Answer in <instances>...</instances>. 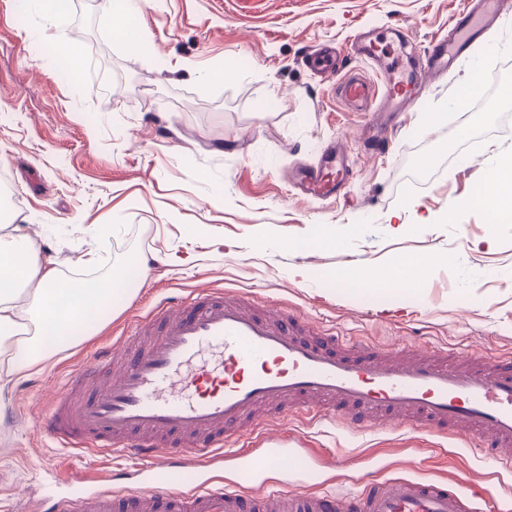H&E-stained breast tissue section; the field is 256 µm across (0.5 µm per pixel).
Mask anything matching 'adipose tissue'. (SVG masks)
<instances>
[{
    "instance_id": "1",
    "label": "adipose tissue",
    "mask_w": 512,
    "mask_h": 512,
    "mask_svg": "<svg viewBox=\"0 0 512 512\" xmlns=\"http://www.w3.org/2000/svg\"><path fill=\"white\" fill-rule=\"evenodd\" d=\"M14 213L0 225V386L46 354L92 332L126 291L128 276L145 277L138 260L104 278L63 277L54 257H39Z\"/></svg>"
}]
</instances>
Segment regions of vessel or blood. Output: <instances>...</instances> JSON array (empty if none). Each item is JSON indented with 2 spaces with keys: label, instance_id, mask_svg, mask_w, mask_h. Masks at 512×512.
<instances>
[{
  "label": "vessel or blood",
  "instance_id": "1",
  "mask_svg": "<svg viewBox=\"0 0 512 512\" xmlns=\"http://www.w3.org/2000/svg\"><path fill=\"white\" fill-rule=\"evenodd\" d=\"M512 0H470L448 34L414 59L390 57L360 34L353 48L376 66V80L340 71L333 52L311 65L336 78L347 111L395 112L428 78L468 58L491 20ZM353 174L341 149L324 150L294 179L314 195L340 192ZM242 292L199 289L134 320L119 351H98L55 397L41 425L63 448L92 455L163 456L164 471L237 463L279 469L276 489H246L218 476L169 490L101 486L54 503V512H512L491 490L429 478L369 481L335 494L299 488L283 472L291 442L278 424L340 420L430 432L479 448L512 466V356H460L456 349L392 351L312 325L284 308H248ZM246 442L249 451L236 450Z\"/></svg>",
  "mask_w": 512,
  "mask_h": 512
}]
</instances>
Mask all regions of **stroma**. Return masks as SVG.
Segmentation results:
<instances>
[{
  "mask_svg": "<svg viewBox=\"0 0 512 512\" xmlns=\"http://www.w3.org/2000/svg\"><path fill=\"white\" fill-rule=\"evenodd\" d=\"M466 0H145L133 48L114 36L109 0H71L65 16L0 0V174L40 256L70 278H101L147 258V278L95 334L54 350L0 392V512H53V503L113 475L138 485L134 461L59 448L40 422L98 348L165 299L236 289L343 336L398 350L512 354V221L475 196L512 156V17L461 65L433 79L400 122L388 154H366L368 118L345 111L308 67L310 47L350 45L361 28L417 46L448 32ZM81 48L76 73L58 42ZM112 65L102 68L101 56ZM495 70L498 88L480 75ZM215 70L224 80L210 79ZM467 90L475 109H459ZM332 141L354 159L347 199H298L289 172ZM435 177L413 184L417 162ZM104 225V265L67 262ZM223 247H215V240ZM414 255L412 285L368 284ZM310 272L298 277V269ZM310 444L294 462L305 485L350 492L351 473L466 480L512 497V472L450 439L373 425L289 419Z\"/></svg>",
  "mask_w": 512,
  "mask_h": 512,
  "instance_id": "stroma-1",
  "label": "stroma"
}]
</instances>
